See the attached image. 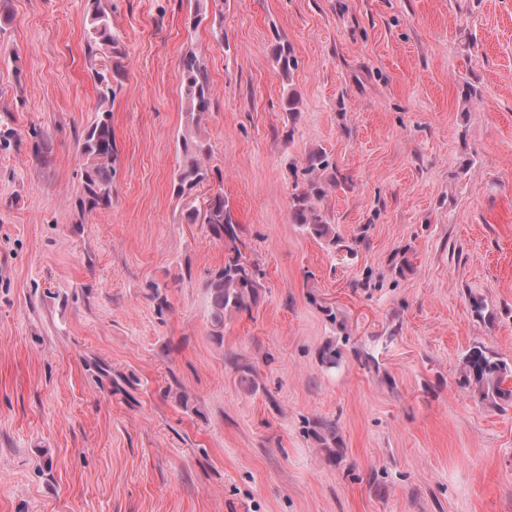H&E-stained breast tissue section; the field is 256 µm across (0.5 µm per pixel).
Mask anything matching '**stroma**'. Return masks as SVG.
<instances>
[{"mask_svg": "<svg viewBox=\"0 0 512 512\" xmlns=\"http://www.w3.org/2000/svg\"><path fill=\"white\" fill-rule=\"evenodd\" d=\"M101 4L125 75L84 213L88 0H0V512H512V407L459 384L473 344L512 365V0ZM190 49L211 157L179 198ZM317 151L354 255L292 218ZM217 191L264 272L218 334L224 243L187 218ZM181 78L186 123L188 127L198 129L209 111L213 88L205 67L192 50L181 58Z\"/></svg>", "mask_w": 512, "mask_h": 512, "instance_id": "obj_1", "label": "stroma"}]
</instances>
